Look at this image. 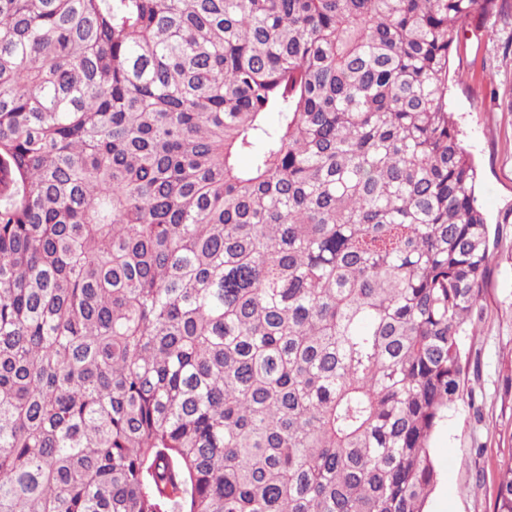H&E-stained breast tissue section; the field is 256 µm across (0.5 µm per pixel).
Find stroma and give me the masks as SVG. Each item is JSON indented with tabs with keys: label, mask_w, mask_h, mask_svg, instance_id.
<instances>
[{
	"label": "stroma",
	"mask_w": 512,
	"mask_h": 512,
	"mask_svg": "<svg viewBox=\"0 0 512 512\" xmlns=\"http://www.w3.org/2000/svg\"><path fill=\"white\" fill-rule=\"evenodd\" d=\"M448 109L480 168L490 257L476 333L463 341L465 395L431 440L438 483L425 512H493L500 460L512 448V0L494 17L464 22Z\"/></svg>",
	"instance_id": "1"
}]
</instances>
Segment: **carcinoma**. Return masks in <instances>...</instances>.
Instances as JSON below:
<instances>
[{
    "instance_id": "obj_1",
    "label": "carcinoma",
    "mask_w": 512,
    "mask_h": 512,
    "mask_svg": "<svg viewBox=\"0 0 512 512\" xmlns=\"http://www.w3.org/2000/svg\"><path fill=\"white\" fill-rule=\"evenodd\" d=\"M500 9L0 0V512H424L490 239L448 74Z\"/></svg>"
}]
</instances>
